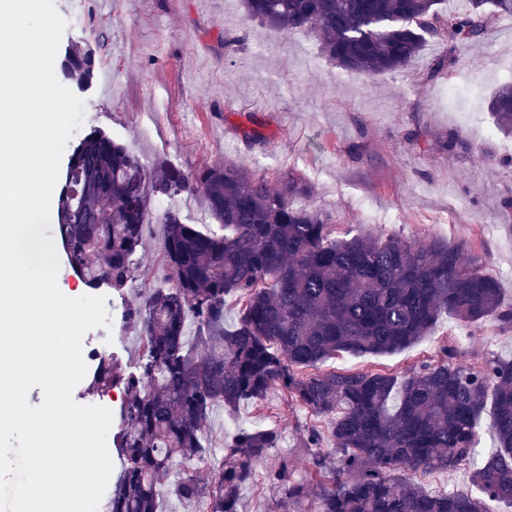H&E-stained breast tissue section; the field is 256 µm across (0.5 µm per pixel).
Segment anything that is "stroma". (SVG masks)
Masks as SVG:
<instances>
[{"label":"stroma","mask_w":512,"mask_h":512,"mask_svg":"<svg viewBox=\"0 0 512 512\" xmlns=\"http://www.w3.org/2000/svg\"><path fill=\"white\" fill-rule=\"evenodd\" d=\"M81 1L83 28L66 27L62 44L106 37L96 54V74L82 92L81 133L100 129L122 142L146 170L167 162L192 172L204 165L235 162L250 174L304 178L311 193L295 206L320 209L336 237L346 232L406 238L441 237L466 242L499 279L505 305H512V135L496 128L487 103L512 67V26L498 23L484 43L456 52L453 66L422 80L429 61L443 54L429 44L408 72L370 79L336 67L317 42L301 33H274L247 20L241 0ZM241 35L237 50L224 48L225 32ZM264 137L251 144L245 131ZM421 130L419 144L408 135ZM451 129L468 137L471 149L455 155L436 151L434 138ZM354 143L360 159L349 156ZM151 214L178 212L185 222L209 230L216 222L203 197L151 194ZM165 227L148 225L140 273L125 299L163 285ZM455 322L442 317L432 335L380 357L339 356L324 370H403L437 359L451 346L467 363L512 360V326L487 319L471 339H458ZM103 342L124 362L142 349L137 323L117 337L106 329L85 334L82 344ZM307 410L273 394L264 408L250 402L236 409L215 407L204 434L207 454L196 465L202 480L224 456V440L235 426H277L280 445L256 464V479L241 494V512H278L277 493L264 480L269 468L290 458L297 477L309 472L301 438Z\"/></svg>","instance_id":"obj_1"}]
</instances>
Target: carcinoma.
I'll return each instance as SVG.
<instances>
[{
	"mask_svg": "<svg viewBox=\"0 0 512 512\" xmlns=\"http://www.w3.org/2000/svg\"><path fill=\"white\" fill-rule=\"evenodd\" d=\"M243 0L248 20L274 32L312 36L321 53L369 78L410 68L433 40L428 78L454 63L456 48L477 44L512 0ZM96 50L69 45L61 75L89 88ZM499 130L512 133V81L489 103ZM453 154L469 148L456 130L434 140ZM198 193L219 230L202 231L169 211L164 262L168 282L124 308L140 325L143 350L132 368L117 356L98 362L97 389L119 386L125 399L112 445L121 469L107 512H164L173 497L209 512H240V491L256 464L279 447L275 428L238 427L210 482L188 470L169 481L170 462L203 459L212 408L264 403L279 392L308 410L313 423L309 478L284 457L266 474L276 507L289 512H488L512 505V361H455L444 350L401 372L322 371L336 356L393 354L429 335L442 315L470 332L486 318L512 325L496 276L462 242L357 233L333 236L321 211L297 208L310 184L288 173L272 185L226 162L191 173L165 163L150 175L119 141L94 130L72 146L55 204L54 237L69 269L87 287L126 294L136 279L148 224V188ZM242 308L225 323L227 298ZM492 406L493 448L480 466L481 419ZM335 448L321 453L324 441ZM474 467L473 490H431L419 477Z\"/></svg>",
	"mask_w": 512,
	"mask_h": 512,
	"instance_id": "cac0c4a2",
	"label": "carcinoma"
}]
</instances>
